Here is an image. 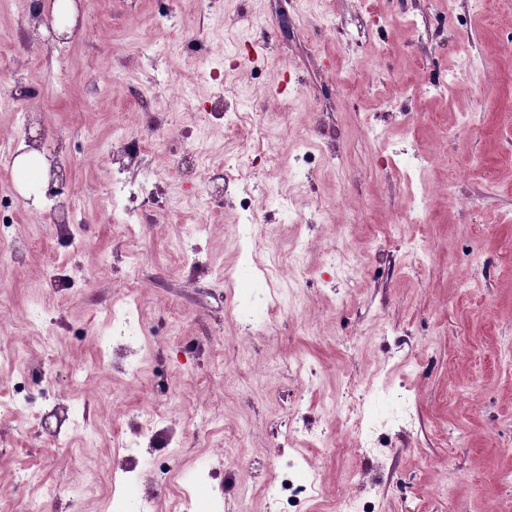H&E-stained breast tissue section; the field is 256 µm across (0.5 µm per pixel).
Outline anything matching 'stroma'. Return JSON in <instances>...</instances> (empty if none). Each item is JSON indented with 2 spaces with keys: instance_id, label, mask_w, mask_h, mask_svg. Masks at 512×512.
<instances>
[{
  "instance_id": "stroma-1",
  "label": "stroma",
  "mask_w": 512,
  "mask_h": 512,
  "mask_svg": "<svg viewBox=\"0 0 512 512\" xmlns=\"http://www.w3.org/2000/svg\"><path fill=\"white\" fill-rule=\"evenodd\" d=\"M26 2L0 0V53L24 62L0 66V98L28 88L84 222L65 251L43 198L0 161V196L20 201L12 235L32 244L22 263L0 258V343L27 353L0 364V385L40 360L26 327L44 320L54 400L97 437L55 448L23 413L0 424V508L26 512L35 470L58 491L47 512H112L115 432L151 411L178 415L181 445L134 449L140 477L122 495L142 497L167 463L154 512H175L187 491L200 512L217 495L223 512H278L269 488L288 458L320 486L297 512H331L342 496L376 512H512V0L489 12L477 0H223L218 12L207 0H86L63 59L18 40ZM202 32L208 54L175 66ZM149 39L154 54L134 67ZM468 60L484 66L442 91ZM92 67L112 79L91 95ZM161 76L187 101L173 131L141 126L134 175L158 193L118 240L108 149L132 124L124 87ZM219 94L228 111L248 101L252 121L199 112ZM282 125L287 146L255 159L270 186L253 192L247 223L234 156ZM198 157L203 182L181 183L175 167ZM216 177L223 205L198 211ZM190 224L204 227L199 267L172 252ZM302 240L294 306L269 319L248 302L266 288L259 268ZM126 307L133 327L104 357L99 338ZM355 387L379 423L367 449L324 408ZM206 469L216 480L189 487ZM91 472L96 490L76 496Z\"/></svg>"
}]
</instances>
